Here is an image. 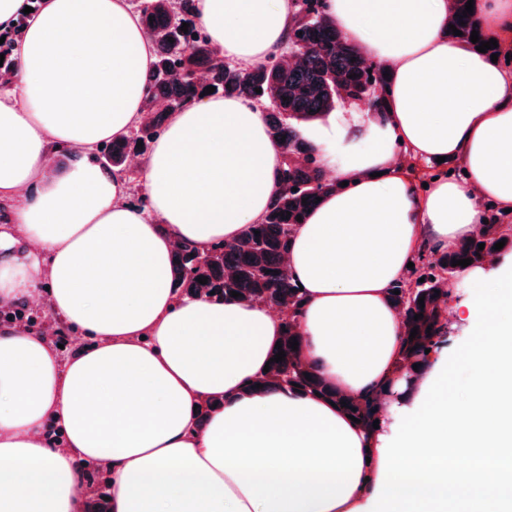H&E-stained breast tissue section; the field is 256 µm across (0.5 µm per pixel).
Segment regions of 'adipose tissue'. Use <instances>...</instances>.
Returning a JSON list of instances; mask_svg holds the SVG:
<instances>
[{"instance_id": "ef3b65f1", "label": "adipose tissue", "mask_w": 512, "mask_h": 512, "mask_svg": "<svg viewBox=\"0 0 512 512\" xmlns=\"http://www.w3.org/2000/svg\"><path fill=\"white\" fill-rule=\"evenodd\" d=\"M345 38L390 74L388 110L303 130L341 190L292 234L302 357L355 396L387 389L403 324L387 290L422 244L455 249L485 204L512 208V64L448 39V0H324ZM291 0H193L225 60L286 45ZM475 16L512 54V0ZM0 87V306L47 288L78 344L0 328V512H80L81 466L106 464L112 512H512V258L466 271L473 346L459 389L420 380L401 424L364 429L329 401L248 392L282 332L264 303L178 298L174 243L207 250L263 221L283 147L233 96L171 113L130 200L101 144L142 119L153 42L129 0H42ZM78 158L54 173V152ZM462 165L418 190L397 151ZM218 399L206 419L197 408Z\"/></svg>"}]
</instances>
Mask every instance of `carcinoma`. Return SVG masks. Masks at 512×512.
<instances>
[{
	"instance_id": "cac0c4a2",
	"label": "carcinoma",
	"mask_w": 512,
	"mask_h": 512,
	"mask_svg": "<svg viewBox=\"0 0 512 512\" xmlns=\"http://www.w3.org/2000/svg\"><path fill=\"white\" fill-rule=\"evenodd\" d=\"M449 23L462 35L450 38L470 41L475 26L474 15H463L467 0H451ZM190 0H179L178 9H170L167 0H145L139 6L141 20L156 47V62L146 81L151 94L148 112L130 135L103 144L99 148L102 164L123 168L132 157L144 155L164 131L168 112L158 104L180 107L188 100L203 95L204 89L215 87V93L235 95L247 102L273 95L274 103L265 110L270 135L284 146V161L278 178L281 191L272 200L264 221L249 224L231 244L215 243L208 249L210 257L197 262L200 250L183 243L172 255V286L183 298L212 297L228 300L231 292L240 293L237 300L244 303L273 302L288 308L290 315L283 322L286 332L281 336V348H273L269 358L278 350L286 352L282 362L269 363V371L261 374L249 391L265 393L288 388L321 397L336 403L346 413L373 428L376 401L354 397L331 385L317 368L302 361L300 351L290 347L289 340L303 343L299 318L304 296L299 285L288 273V249L292 233L299 221L323 197L338 185L325 178L316 158V151L300 134L303 121L315 119L336 106V92L343 89L352 99L369 95L368 59L348 42L333 22L319 10V0H304L295 7L294 21L288 42L301 46L292 61L266 63L248 70L227 65L218 59L202 28L190 18ZM188 23V32L181 31ZM261 93H256V89ZM142 147H137V144ZM485 219L475 235L452 251L439 253L434 247L422 245L413 258V268L402 280L389 288L390 301L403 320L404 346L400 361L393 372L400 373L410 385L414 384L428 365L429 355L447 337L443 313L448 292L442 288L448 277H458L465 268L452 261L472 259L468 268H478L483 260L512 252V223L508 214L492 205L486 206ZM505 241L502 249L495 243ZM485 244L478 249V244ZM204 276L207 283L198 278ZM424 297V305L418 304ZM423 314L416 321L414 316ZM415 338H410L413 328ZM418 369H413V365ZM107 479L97 465L86 466V492L93 498V512H107L109 501Z\"/></svg>"
}]
</instances>
